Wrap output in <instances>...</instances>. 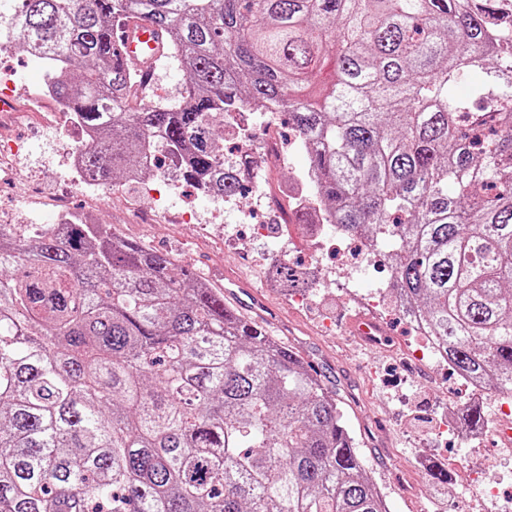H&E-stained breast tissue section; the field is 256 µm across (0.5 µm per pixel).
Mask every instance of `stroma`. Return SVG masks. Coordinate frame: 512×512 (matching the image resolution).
Instances as JSON below:
<instances>
[{"mask_svg":"<svg viewBox=\"0 0 512 512\" xmlns=\"http://www.w3.org/2000/svg\"><path fill=\"white\" fill-rule=\"evenodd\" d=\"M0 135L27 142L30 160L19 170L17 180H34L40 185L39 197L24 203L18 187L1 184L0 222L54 223L56 217L47 201L67 186L70 173L56 160L52 129L38 120L27 121L0 127ZM164 196L167 208L162 224L128 223L130 207L148 212L156 206L154 198L135 182L125 184L119 193L106 190L92 199L75 191L69 202L77 211L94 206L101 223L114 225L127 239L146 243L216 287H223L225 273L244 275L278 313L275 322L267 326L270 334L298 351L310 369L346 399L348 426L360 441L367 472L384 493L390 512H448L452 499L458 501L459 512H469L470 475L475 467L485 469L500 488L498 500L488 502V512H512V453L495 443L494 432L501 420L496 395H486L480 402L486 426L478 439H440L439 420L449 413L462 418L471 405L457 375L407 362L404 352L413 338L399 312L382 313L342 300L343 284L353 283L362 293L372 294L386 287L389 270L372 269L361 262L344 265L343 242H323L316 255L322 266L334 268L336 275L319 276L309 301L297 303L270 278L271 264L282 256L276 246L280 227L275 218L265 214L257 198L245 197L224 210L223 224L240 228L249 219L267 225V241L255 243L246 254L237 251L234 241L225 239L223 225L182 223L186 212L206 216L214 207L211 198L174 178L169 179ZM362 315L379 323L383 346L360 342L351 321ZM425 453L431 463L447 467L453 456L462 467L449 470L447 482L429 481L415 466Z\"/></svg>","mask_w":512,"mask_h":512,"instance_id":"35a3bbf8","label":"stroma"}]
</instances>
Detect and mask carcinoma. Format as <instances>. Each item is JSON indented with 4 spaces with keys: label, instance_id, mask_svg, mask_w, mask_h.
I'll use <instances>...</instances> for the list:
<instances>
[{
    "label": "carcinoma",
    "instance_id": "1",
    "mask_svg": "<svg viewBox=\"0 0 512 512\" xmlns=\"http://www.w3.org/2000/svg\"><path fill=\"white\" fill-rule=\"evenodd\" d=\"M497 7L0 0V37L43 64L104 185L162 156L235 198L253 162L224 165V114H287L318 190L296 223L388 242L392 297L455 372L512 392V16ZM134 18L162 31L156 63L184 69L176 99L142 105L141 71L117 60L114 27ZM474 71L469 102L455 86ZM197 282L110 224L0 238V512H388L336 393Z\"/></svg>",
    "mask_w": 512,
    "mask_h": 512
}]
</instances>
